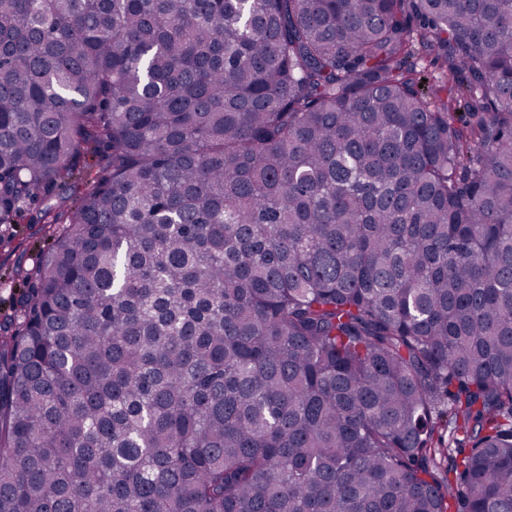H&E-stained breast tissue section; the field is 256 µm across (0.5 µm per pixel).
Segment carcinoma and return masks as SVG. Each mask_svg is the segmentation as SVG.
<instances>
[{"label":"carcinoma","mask_w":512,"mask_h":512,"mask_svg":"<svg viewBox=\"0 0 512 512\" xmlns=\"http://www.w3.org/2000/svg\"><path fill=\"white\" fill-rule=\"evenodd\" d=\"M27 214L0 512H512V0H0Z\"/></svg>","instance_id":"1"}]
</instances>
